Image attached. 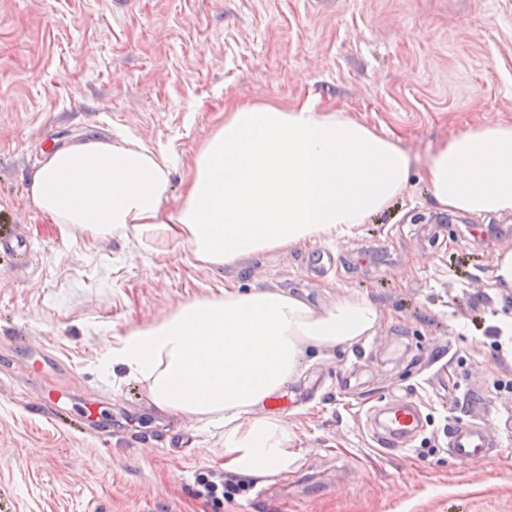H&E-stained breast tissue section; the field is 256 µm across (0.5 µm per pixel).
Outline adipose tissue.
<instances>
[{
	"label": "adipose tissue",
	"instance_id": "obj_1",
	"mask_svg": "<svg viewBox=\"0 0 512 512\" xmlns=\"http://www.w3.org/2000/svg\"><path fill=\"white\" fill-rule=\"evenodd\" d=\"M172 154L89 139L52 151L30 175L28 197L55 223L101 235L126 226L158 246L184 238L213 267L285 252L387 212L406 189L409 155L386 133L318 108L228 105L199 149L177 201ZM423 178L438 208L481 216L512 211V127L452 136ZM366 298L327 309L225 279L215 294L128 332L107 348L112 367L144 381L158 409L224 428V467L262 478L294 457L288 424L258 415L297 373L306 347L333 349L374 335Z\"/></svg>",
	"mask_w": 512,
	"mask_h": 512
}]
</instances>
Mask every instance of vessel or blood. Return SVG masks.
<instances>
[{
	"instance_id": "1",
	"label": "vessel or blood",
	"mask_w": 512,
	"mask_h": 512,
	"mask_svg": "<svg viewBox=\"0 0 512 512\" xmlns=\"http://www.w3.org/2000/svg\"><path fill=\"white\" fill-rule=\"evenodd\" d=\"M373 441L382 452L397 455L411 447L424 428L423 411L412 392L392 397L366 414ZM504 446L502 429L471 417L448 426V457L468 466L488 460Z\"/></svg>"
}]
</instances>
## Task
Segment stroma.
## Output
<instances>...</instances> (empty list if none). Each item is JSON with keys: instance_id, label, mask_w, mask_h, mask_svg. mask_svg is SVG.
<instances>
[{"instance_id": "obj_1", "label": "stroma", "mask_w": 512, "mask_h": 512, "mask_svg": "<svg viewBox=\"0 0 512 512\" xmlns=\"http://www.w3.org/2000/svg\"><path fill=\"white\" fill-rule=\"evenodd\" d=\"M322 109L398 139L414 161L390 211L342 235L262 252L225 274L188 243L158 252L133 227L92 237L64 230L27 198L52 150L124 135L176 155L178 199L225 104ZM512 126V0H0V512H512V434L488 463L448 460L453 417L478 396L485 420H512V361L489 332L512 316L494 284L512 249V213L441 211L421 179L451 136ZM232 277L325 309L371 299L376 336L307 348L291 386H314L285 414L288 470L211 499L224 430L158 410L145 383L112 373L115 337L210 296ZM49 347L60 366L25 367ZM426 417L397 459L374 447L364 413L399 387ZM68 396L64 416L45 407ZM117 422L100 436L87 413ZM272 498L253 499L259 486Z\"/></svg>"}]
</instances>
